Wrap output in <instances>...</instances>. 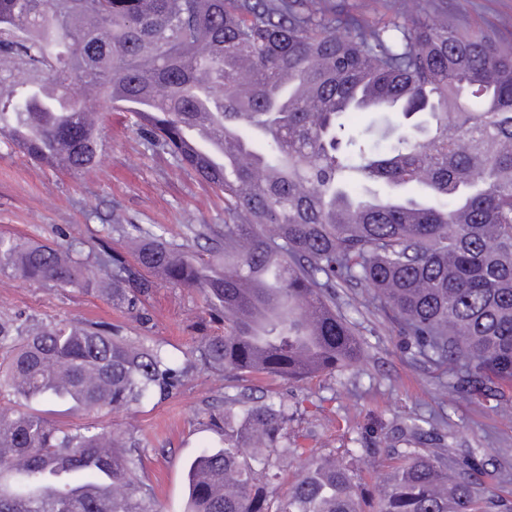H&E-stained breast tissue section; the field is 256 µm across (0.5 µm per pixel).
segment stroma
Instances as JSON below:
<instances>
[{"label":"stroma","mask_w":512,"mask_h":512,"mask_svg":"<svg viewBox=\"0 0 512 512\" xmlns=\"http://www.w3.org/2000/svg\"><path fill=\"white\" fill-rule=\"evenodd\" d=\"M449 11H462L473 25L494 24L512 30V0H447ZM107 147L95 168L75 176L50 170L0 145V234L50 241L68 236L91 246L107 238L119 247L109 224H157L171 242L205 254V240L193 239L190 227L220 224L224 202L210 186L176 165L159 149H149L124 113L105 120ZM369 288H345L339 304L355 323L364 356L348 370L293 385L264 377L225 379L204 368L196 351L200 336L223 332L199 291L159 283L137 311L112 307L103 297L77 288L29 284L0 273V318L33 323L75 320L118 325L129 344L162 345L179 365L188 367L185 384L168 397L151 396L129 408L77 416L67 405L35 403V411L65 423H93L126 433L140 445L145 481L158 512H185L187 461L202 450L221 447L220 437L205 428L206 410L225 395L247 390L252 397H287L303 408L288 433L303 447L344 458L347 450L371 449L356 471L357 481L379 490L388 467L383 449L402 448L406 424L434 423L437 435L420 447L480 450L486 459L482 480L497 492H512L502 469L512 470V414L494 403L471 406L466 400L442 402L432 369L409 358L406 339L377 312Z\"/></svg>","instance_id":"1"}]
</instances>
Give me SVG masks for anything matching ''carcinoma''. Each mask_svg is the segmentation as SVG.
<instances>
[{"mask_svg":"<svg viewBox=\"0 0 512 512\" xmlns=\"http://www.w3.org/2000/svg\"><path fill=\"white\" fill-rule=\"evenodd\" d=\"M368 19L336 0H0V143L49 169H91L101 111L209 183L224 223L190 229L207 257L112 224L127 253L0 235V272L96 291L132 310L156 280L196 288L224 319L204 363L291 383L364 355L336 289L364 285L381 316L437 372L448 402L483 406L512 386V34L448 22L443 0H389ZM382 103L370 138L344 117ZM202 124L224 164L188 148ZM185 369L108 326L0 321V512H154L139 444L50 420L177 390ZM285 399L244 391L209 409L223 443L186 466L187 512H366L353 463L297 447ZM374 512H512L485 462L451 449L388 448ZM301 461L288 495L269 456Z\"/></svg>","mask_w":512,"mask_h":512,"instance_id":"1","label":"carcinoma"}]
</instances>
